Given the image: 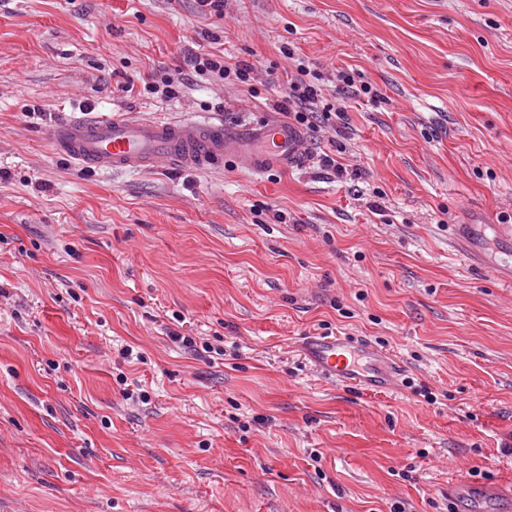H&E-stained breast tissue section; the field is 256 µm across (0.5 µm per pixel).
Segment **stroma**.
<instances>
[{"mask_svg":"<svg viewBox=\"0 0 512 512\" xmlns=\"http://www.w3.org/2000/svg\"><path fill=\"white\" fill-rule=\"evenodd\" d=\"M300 59L333 117L287 170L89 173L46 141L83 112L277 117ZM177 74L168 101L123 90ZM510 225L512 0H0V512L512 491ZM318 334L371 341L392 387L314 370ZM187 65L191 72L196 75L210 74L212 77L219 78L222 81L229 78L232 73L231 68L224 65V60L220 61L210 54L190 52L187 56ZM253 70V65L242 64L241 66H236L232 74L237 80L245 83L250 78Z\"/></svg>","mask_w":512,"mask_h":512,"instance_id":"obj_1","label":"stroma"}]
</instances>
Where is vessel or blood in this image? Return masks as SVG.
Here are the masks:
<instances>
[{"label": "vessel or blood", "mask_w": 512, "mask_h": 512, "mask_svg": "<svg viewBox=\"0 0 512 512\" xmlns=\"http://www.w3.org/2000/svg\"><path fill=\"white\" fill-rule=\"evenodd\" d=\"M48 140L55 152L94 171L144 170L163 160L204 172L229 155L252 169L288 168L299 160L304 146L302 132L284 120L232 131L210 121L78 118L53 127ZM303 350L312 365L332 381L383 388L391 380L381 354L368 343L347 336H310ZM448 495L469 501L473 512H479L484 502L502 498L503 492L490 484L452 482Z\"/></svg>", "instance_id": "vessel-or-blood-1"}]
</instances>
